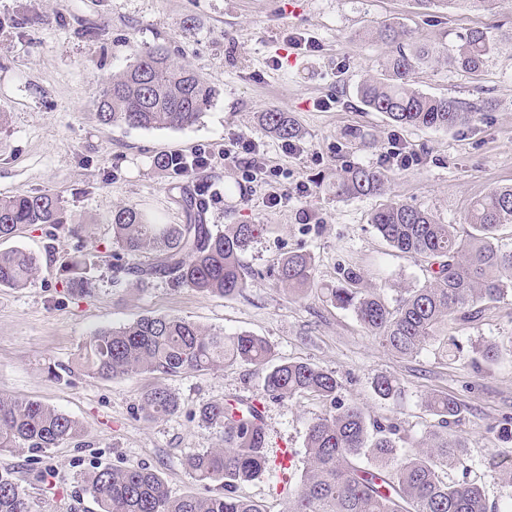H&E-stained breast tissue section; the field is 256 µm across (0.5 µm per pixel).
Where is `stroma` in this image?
<instances>
[{"mask_svg":"<svg viewBox=\"0 0 512 512\" xmlns=\"http://www.w3.org/2000/svg\"><path fill=\"white\" fill-rule=\"evenodd\" d=\"M384 21L451 47L473 27L496 25L512 34V0H498L491 13L426 10L417 0H0V198L38 190L58 195L83 227L77 236L21 225L0 240V249L32 252L42 266L30 286L0 287V394L53 406L86 433L85 447L66 442L45 452L51 471L46 485L36 479L30 451L0 454V466L13 468L41 512H86L90 502L78 495L77 479L99 464H144L164 478L171 496L205 495L183 459L221 447L219 430L196 419L199 408L213 401L258 405L270 448L295 449V469L303 471L307 425L326 411L318 397L273 400L254 367L245 364L159 381L149 374L102 380L78 363L95 329L150 315L227 333L248 331L265 338L277 360L335 372L342 382L340 400L358 405L367 418L401 423L406 453L436 422L426 397L442 392L456 398L462 412L450 432L465 441L467 455L448 477L479 484L490 504L505 508L511 491L500 472L512 463V439L501 430L512 419V295L490 304L476 321L449 322L448 335L459 350L443 352L436 341L413 358L383 349L351 312L325 298L344 265L360 269L390 306L402 289L421 287L431 277L426 264L376 234L370 218L378 199L339 200L328 191L341 161L385 172L387 197L432 211L462 234L470 229L465 218L476 199L512 185V43L491 55L479 73L442 61L415 78L416 88L427 94L488 98L491 112L448 131L397 129L382 113L364 111L355 95L361 79L380 72L384 48L364 32ZM290 31L313 38L317 51L292 53L283 40ZM153 46L166 47L175 62L214 86V105L184 130L102 125L93 107L102 78ZM321 99L332 100L330 110L315 108ZM270 108L295 120L297 151H288L260 125L259 113ZM353 128L372 135L374 147H351L346 134ZM233 133L260 142L265 172H248L233 157L186 178L153 163L166 152L229 150ZM394 136L418 165L402 170L386 162ZM202 183L213 189L207 223L266 225L242 255L261 279L224 298L175 288L162 278L139 283L117 276L106 222L112 210L133 205L163 223L182 224L179 198ZM302 184L310 193L295 198ZM273 188L287 197L270 208L265 196ZM299 248L314 255L316 269L313 285L296 295L265 274ZM81 252L90 258V288L76 297L59 267ZM490 343L501 348L498 361L474 366L477 349ZM381 374L401 380L397 399L375 394L372 382ZM158 381L179 397L180 412L155 421L136 418L138 396Z\"/></svg>","mask_w":512,"mask_h":512,"instance_id":"35a3bbf8","label":"stroma"}]
</instances>
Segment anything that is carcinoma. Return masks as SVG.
Returning a JSON list of instances; mask_svg holds the SVG:
<instances>
[{
    "mask_svg": "<svg viewBox=\"0 0 512 512\" xmlns=\"http://www.w3.org/2000/svg\"><path fill=\"white\" fill-rule=\"evenodd\" d=\"M427 8H468L490 11L494 0H417ZM370 35L386 47L381 76L359 82L356 97L368 112L384 114L393 127L445 130L473 121L480 108L448 96L427 95L414 87L417 70L444 59L476 74L502 40L486 28H470L458 36L453 52L424 43L403 25L387 22ZM216 90L192 69L176 64L162 48L136 53L133 64L102 79L94 101L101 124L140 129H185L212 106ZM269 133L283 140L299 136L294 120L269 109L260 115ZM387 177L379 170L348 164L328 185L337 199L386 194ZM194 196H182L184 224H163L148 213L120 206L112 211V245L126 256L123 271L144 282L164 277L175 288H191L233 297L249 287L252 273L241 254L264 231L262 224H208ZM473 232L462 238L455 225L443 224L428 210L393 199L371 215V224L388 245L433 266L431 280L406 288L396 307L361 287L360 270L347 266L326 298L353 312L383 348L403 357L419 355L440 337L448 320L470 322L482 306L512 292V247L499 243L497 231L512 224V185L497 187L473 202L467 216ZM20 224L66 227L68 214L59 197L46 192L0 199V238ZM68 228V227H66ZM78 233L79 228H68ZM155 253L152 263L137 258ZM86 256L70 258L61 268L66 288L87 292ZM42 272L37 256L23 249L0 251V286L25 288ZM315 266L310 253L288 252L269 272L275 283L300 290L311 285ZM273 350L250 332L227 334L202 328L174 316H146L119 327L93 332L79 359L93 377L115 379L132 374L159 377L186 372L218 371L246 363L261 374L264 392L274 400L292 401L309 394L329 403L328 413L308 424L306 467L285 512H491L483 489L467 480H448V469L464 463L465 442L449 433L459 404L446 394L425 401L437 424L400 455L401 425L367 422L362 410L337 399L341 381L332 371L309 362L271 363ZM374 392L396 398L400 383L379 375ZM181 403L169 388L156 385L138 397L135 414L156 420L178 413ZM202 425L224 433V447L193 451L183 465L192 478L216 487L214 494L171 497L161 476L142 464L97 465L82 477L81 491L90 496L94 512H264L243 499L239 486L263 474L288 485L289 467L267 453V435L259 412L229 400L199 408ZM85 432L69 414L35 400L0 395V453L16 448L43 453L64 442L82 441ZM0 512H39L35 497L9 468H0Z\"/></svg>",
    "mask_w": 512,
    "mask_h": 512,
    "instance_id": "carcinoma-1",
    "label": "carcinoma"
}]
</instances>
